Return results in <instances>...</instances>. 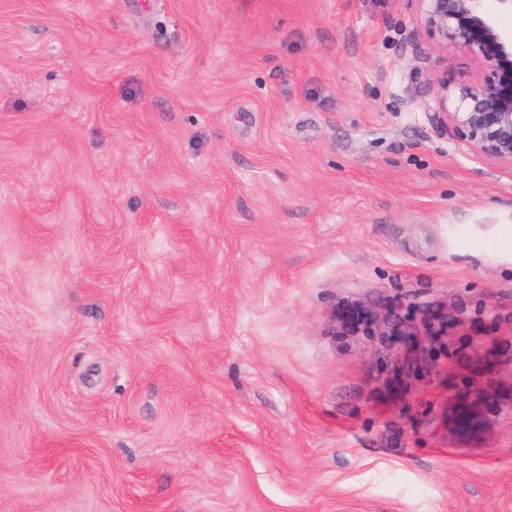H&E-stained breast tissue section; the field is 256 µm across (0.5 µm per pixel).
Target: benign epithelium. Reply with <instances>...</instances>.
I'll return each mask as SVG.
<instances>
[{
	"label": "benign epithelium",
	"mask_w": 512,
	"mask_h": 512,
	"mask_svg": "<svg viewBox=\"0 0 512 512\" xmlns=\"http://www.w3.org/2000/svg\"><path fill=\"white\" fill-rule=\"evenodd\" d=\"M443 47L461 48L480 65L478 78L451 89L432 82L437 122L473 154L512 167V37L499 29L483 0H410Z\"/></svg>",
	"instance_id": "obj_1"
}]
</instances>
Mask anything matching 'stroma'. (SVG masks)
Instances as JSON below:
<instances>
[{
  "mask_svg": "<svg viewBox=\"0 0 512 512\" xmlns=\"http://www.w3.org/2000/svg\"><path fill=\"white\" fill-rule=\"evenodd\" d=\"M477 71L407 0H0V512H512Z\"/></svg>",
  "mask_w": 512,
  "mask_h": 512,
  "instance_id": "stroma-1",
  "label": "stroma"
}]
</instances>
